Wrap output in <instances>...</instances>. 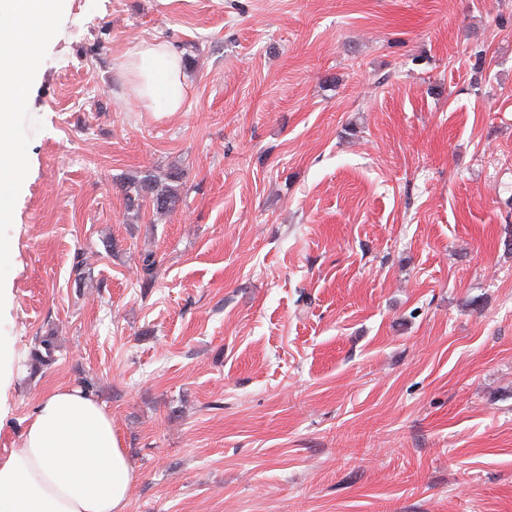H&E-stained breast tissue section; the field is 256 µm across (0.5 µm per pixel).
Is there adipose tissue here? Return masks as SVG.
I'll list each match as a JSON object with an SVG mask.
<instances>
[{"mask_svg":"<svg viewBox=\"0 0 512 512\" xmlns=\"http://www.w3.org/2000/svg\"><path fill=\"white\" fill-rule=\"evenodd\" d=\"M62 0H0V220L24 170L9 134L25 102L37 51ZM128 92L146 108L182 111L180 54L164 42L141 45L121 63ZM135 471L98 402L63 389L46 397L22 448L0 462V512H127Z\"/></svg>","mask_w":512,"mask_h":512,"instance_id":"obj_1","label":"adipose tissue"}]
</instances>
